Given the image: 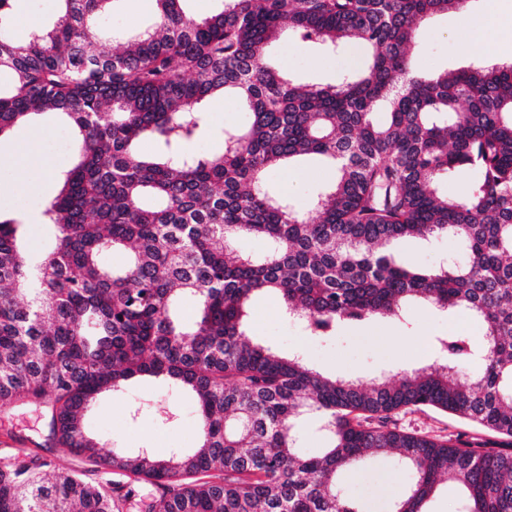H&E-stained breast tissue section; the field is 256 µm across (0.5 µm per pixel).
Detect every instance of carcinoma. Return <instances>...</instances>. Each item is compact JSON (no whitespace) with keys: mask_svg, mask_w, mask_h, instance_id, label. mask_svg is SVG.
Here are the masks:
<instances>
[{"mask_svg":"<svg viewBox=\"0 0 512 512\" xmlns=\"http://www.w3.org/2000/svg\"><path fill=\"white\" fill-rule=\"evenodd\" d=\"M59 2L52 25L17 38L13 0H0V75L12 78L0 138L50 110L80 140L41 211L53 249L32 261L24 222L0 215V409L35 405L50 446L157 487L147 512H361L338 473L386 449L413 474L391 512H426L441 479L460 488L454 512H512V62L420 76L411 55L430 19L469 0H224L200 19L185 0H155L157 29L113 49L94 43L114 0ZM285 31L368 58L334 85L296 84L267 63ZM229 90L248 124L224 130L217 154L191 151L204 106ZM307 154L336 176L305 215L264 174ZM463 170L474 178L450 199L440 183ZM444 234L466 262L422 270L386 250ZM253 235L271 242L260 259L236 246ZM116 248L128 250L118 270L105 262ZM261 291L318 339L400 320L421 300L481 323L484 343L437 336V363L394 381L328 377L245 338ZM463 362L482 371L463 381ZM142 377L194 393L196 447L127 451L88 431V408ZM422 408L500 442L371 425ZM310 413L324 447L306 457L297 420ZM120 500L112 483L44 459L0 464V512H117Z\"/></svg>","mask_w":512,"mask_h":512,"instance_id":"cac0c4a2","label":"carcinoma"}]
</instances>
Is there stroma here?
Listing matches in <instances>:
<instances>
[{"label": "stroma", "instance_id": "1", "mask_svg": "<svg viewBox=\"0 0 512 512\" xmlns=\"http://www.w3.org/2000/svg\"><path fill=\"white\" fill-rule=\"evenodd\" d=\"M470 11L480 13L494 55L512 59V0H471ZM466 14L451 10L429 21L418 35L414 49L420 69L438 72L472 64L474 51ZM157 22L154 0H114L102 28L117 43L128 34L155 27ZM362 54L358 45L332 52L287 35L274 43L269 56L272 65L286 70L294 81L326 85L337 83ZM247 119V112L233 97L210 100L205 106L208 132L194 142V151H220L222 130L243 125ZM36 136L44 141L58 170L69 168L75 142L65 119L52 112L33 115L30 121L0 139V168L10 167L13 146L18 140ZM335 175L334 167L311 156L292 163L291 167L270 170L266 181L292 198L305 213L318 188L334 180ZM57 190L56 179L33 181L24 194H0V212L11 214L44 207ZM389 251L399 263L415 268H434L460 254L457 241L449 236L403 239L391 244ZM451 332L467 335L477 344L482 341L479 323L443 311L421 309L413 310L403 321L379 319L359 326L344 325L332 338L318 340L308 336L302 324L285 316L280 299L271 293L255 297L245 325L246 339L268 344L285 354L301 353L321 373L346 375L366 384L381 377L395 379L434 364L431 339ZM137 403L141 404L142 412L134 420L130 408ZM160 406L177 409V421H162L156 412ZM197 410L195 397L145 382L97 400L87 419L90 429L114 447L151 448L165 453L174 448L195 447ZM388 425L420 435H461L489 442L496 439L495 434L464 419L435 410L401 411L391 416ZM43 435L44 419L39 408L24 405L0 411V461L38 455L59 468L78 466V458L68 449L43 447ZM408 484V471L391 452L369 455L343 477L345 494L357 500L363 512H391L392 502L405 492Z\"/></svg>", "mask_w": 512, "mask_h": 512}]
</instances>
